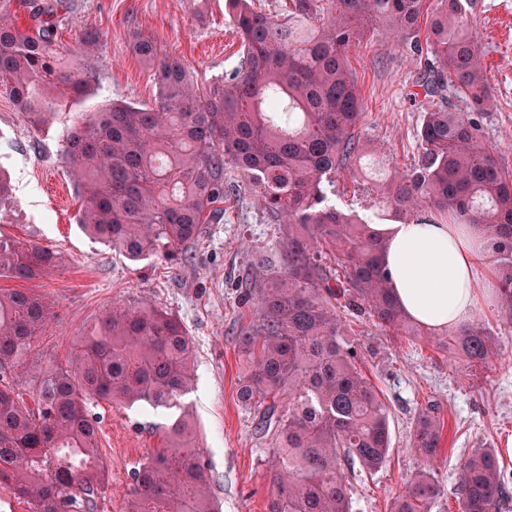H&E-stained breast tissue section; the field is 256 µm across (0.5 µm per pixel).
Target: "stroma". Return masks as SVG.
Listing matches in <instances>:
<instances>
[{
    "mask_svg": "<svg viewBox=\"0 0 512 512\" xmlns=\"http://www.w3.org/2000/svg\"><path fill=\"white\" fill-rule=\"evenodd\" d=\"M38 5L53 8L59 43L72 49L96 79L76 104L39 132L22 121L0 86V170L13 197L10 212L0 220V234L25 244H50L60 254L46 276H3L0 290L50 299L52 316L36 351L63 365L112 303L150 304L178 318L195 353L192 388L183 405L203 450L211 490L222 512H266L275 492L272 441L255 432L253 410L237 397L244 371L239 331L254 306L240 300L231 279L246 269L252 248L277 240L278 225L229 166L224 179L236 190L225 197L220 221L207 225L187 254L133 260L81 226L84 189L64 155L67 131L91 113L121 102L153 104L154 72L131 53L133 34L153 38L166 54L182 60L198 85L233 70L240 40L232 8L228 0H10L7 9L13 22L27 29ZM470 11L484 45L494 99L482 119L483 134L502 167L512 172V0H473ZM88 32L97 36L90 47L83 43ZM349 64L364 103L355 129L365 148L362 164L375 173L356 183L337 176L332 202L369 219L380 174L409 170L419 150L422 114L408 98L419 61L380 27L351 51ZM475 315L500 351L487 367L441 349L436 336H393L368 318L347 316L345 328L362 356L361 368L388 407L392 445L380 469L354 480L356 512H389L407 480L424 468L442 490L434 512H459L460 465L477 448H494L500 466L512 476V324L501 320L494 298L482 301ZM432 405L444 427L439 454L428 462L411 450L410 437ZM89 410L109 465L96 512H120L131 470L160 447V432L175 412L98 399Z\"/></svg>",
    "mask_w": 512,
    "mask_h": 512,
    "instance_id": "35a3bbf8",
    "label": "stroma"
}]
</instances>
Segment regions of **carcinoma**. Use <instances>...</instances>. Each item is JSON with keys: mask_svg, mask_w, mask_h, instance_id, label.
I'll return each instance as SVG.
<instances>
[{"mask_svg": "<svg viewBox=\"0 0 512 512\" xmlns=\"http://www.w3.org/2000/svg\"><path fill=\"white\" fill-rule=\"evenodd\" d=\"M276 15L233 0L238 66L197 87L184 63L137 36L133 54L157 81L153 105L114 103L66 134V156L86 189L83 226L133 260L183 249L218 218L216 204L240 172L284 234L251 250L237 281L254 300L241 331L246 364L239 401L273 439L276 491L267 512H355L352 479L375 471L391 448L389 413L345 337V313L367 314L386 332L420 336L389 287L384 239L330 203L336 176L356 178L363 101L349 53L366 27L383 24L415 52L431 49L410 92L423 110L412 167L382 185L381 216L402 224H476L490 241L500 316L512 321V176L486 144L481 119L492 100L468 0H285ZM91 70L64 60L53 21L20 30L0 22V84L22 120L41 130L59 103L81 96ZM462 99L458 111L448 93ZM49 246L0 237V276L36 278L56 265ZM50 315L41 296L0 291V378L26 365L25 393L0 388V481L30 512H93L107 467L87 401L153 408L189 390L193 351L179 320L156 306L114 303L67 366L32 357ZM439 346L473 363L498 356L479 321L452 329ZM442 427L422 414L411 447L439 454ZM190 448L185 457L180 450ZM186 416L163 430V445L131 471L121 512H220ZM441 488L423 470L390 512H432ZM509 500L493 448L460 469L461 512H501Z\"/></svg>", "mask_w": 512, "mask_h": 512, "instance_id": "obj_1", "label": "carcinoma"}]
</instances>
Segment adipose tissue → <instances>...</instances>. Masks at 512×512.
<instances>
[{
    "instance_id": "ef3b65f1",
    "label": "adipose tissue",
    "mask_w": 512,
    "mask_h": 512,
    "mask_svg": "<svg viewBox=\"0 0 512 512\" xmlns=\"http://www.w3.org/2000/svg\"><path fill=\"white\" fill-rule=\"evenodd\" d=\"M390 287L405 313L431 330L468 322L492 284L479 281L487 242L473 224H381Z\"/></svg>"
}]
</instances>
